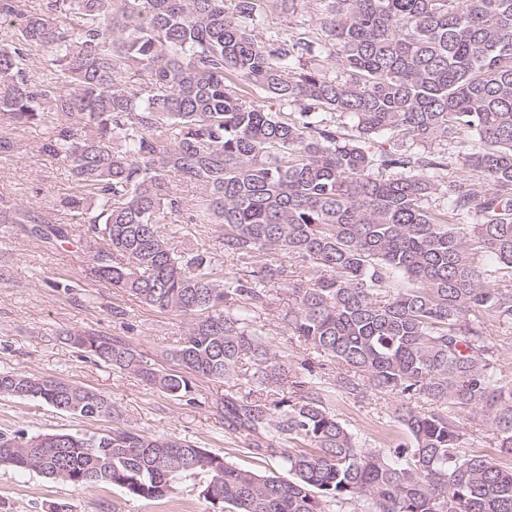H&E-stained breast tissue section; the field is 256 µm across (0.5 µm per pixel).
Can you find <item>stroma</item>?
I'll use <instances>...</instances> for the list:
<instances>
[{"label": "stroma", "mask_w": 512, "mask_h": 512, "mask_svg": "<svg viewBox=\"0 0 512 512\" xmlns=\"http://www.w3.org/2000/svg\"><path fill=\"white\" fill-rule=\"evenodd\" d=\"M314 13L296 19L266 8L256 29L259 38L313 32ZM50 125L12 129L0 123V136L16 143L0 153V371H22L75 382L103 394L118 406L122 423L146 435L183 439L259 473H281L277 460L253 453L249 441L224 429L213 405L224 383L194 379V399L174 398L146 385L133 374L113 369L67 341L75 333H95L130 343L144 364L176 369L173 351L186 329L183 316L161 312L135 297L99 282L92 271L93 254L86 245L82 217L63 205L75 194L66 162L44 155L41 145ZM26 205L40 224L63 228L59 239H43L30 225L15 221L18 205ZM290 289L271 291V304L260 311L266 339L291 362L308 358L309 348L292 336L285 320ZM337 417L369 448H392L405 432L395 419L400 398L367 392L353 397L330 392ZM108 424L76 417L52 406L0 396V432L30 434L99 432ZM66 504L70 512H209L191 484L162 499L132 498L116 486L76 487L33 471L0 466V512H47L50 504Z\"/></svg>", "instance_id": "35a3bbf8"}]
</instances>
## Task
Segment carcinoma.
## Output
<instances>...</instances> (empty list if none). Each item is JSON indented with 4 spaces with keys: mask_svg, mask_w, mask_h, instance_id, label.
<instances>
[{
    "mask_svg": "<svg viewBox=\"0 0 512 512\" xmlns=\"http://www.w3.org/2000/svg\"><path fill=\"white\" fill-rule=\"evenodd\" d=\"M267 2L230 13L224 0H46L28 14L0 0V23H18L0 46V119L52 116L41 149L79 186L66 206L91 214L95 277L187 318L175 373L107 336L76 334L74 347L173 397L192 392L190 375L233 384L216 402L224 428L288 478L131 426L1 433L0 465L144 499L190 481L227 512H512V466L472 448L455 412L483 413L512 457V386L499 385L483 322L512 324V0H273L291 16L315 11L320 33L272 42L254 35ZM133 69L147 81L126 79ZM238 79L284 111L248 104ZM386 133L392 146L370 151ZM466 139L461 166L487 190L441 176L448 162L431 146ZM179 178L198 184L199 204L177 194ZM438 194L447 206H432ZM472 212L478 223H457ZM165 213L218 225L215 251L172 248ZM218 254L247 275L225 273ZM281 255L314 270L291 288L288 327L336 366V389L423 400L398 409L407 442L360 445L326 404L324 364L298 368L266 341L252 312L288 280ZM2 394L120 418L62 379L0 372Z\"/></svg>",
    "mask_w": 512,
    "mask_h": 512,
    "instance_id": "obj_1",
    "label": "carcinoma"
}]
</instances>
